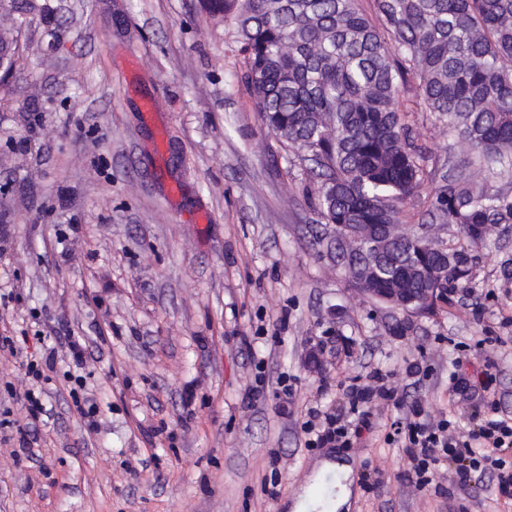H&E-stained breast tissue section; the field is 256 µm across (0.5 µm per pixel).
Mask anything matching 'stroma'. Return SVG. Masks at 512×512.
Wrapping results in <instances>:
<instances>
[{
    "instance_id": "35a3bbf8",
    "label": "stroma",
    "mask_w": 512,
    "mask_h": 512,
    "mask_svg": "<svg viewBox=\"0 0 512 512\" xmlns=\"http://www.w3.org/2000/svg\"><path fill=\"white\" fill-rule=\"evenodd\" d=\"M51 3L0 102V336L18 339L0 349V512H292L324 459L352 466L345 512H512L488 472L411 485L381 399L354 447L305 448L302 429L376 369L435 420L466 429L492 401L512 414V224L491 225L427 313L372 301L313 249L318 185L264 129L230 25L202 0ZM398 101L425 158L404 228L452 244L434 193L472 155L416 77ZM69 336L93 430L64 378ZM487 336L503 342L477 349ZM52 345L51 413L34 423L25 364ZM486 371L491 390L449 394L452 373Z\"/></svg>"
}]
</instances>
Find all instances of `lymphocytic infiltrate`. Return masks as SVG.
I'll use <instances>...</instances> for the list:
<instances>
[{
    "label": "lymphocytic infiltrate",
    "instance_id": "obj_1",
    "mask_svg": "<svg viewBox=\"0 0 512 512\" xmlns=\"http://www.w3.org/2000/svg\"><path fill=\"white\" fill-rule=\"evenodd\" d=\"M344 396L345 404L339 410L311 411L303 424L309 435L306 447H352L354 438L371 426L366 404L376 398L390 405L397 402L394 388L386 386L377 370L364 381L351 378ZM393 427L389 440L405 448L416 487H426L440 465L451 461L457 465L452 480L458 486H467L472 472L489 470L496 473L502 491L512 490V470L501 456L502 451L512 449V415L495 414L465 431L447 419L428 421L423 406L416 403L403 411Z\"/></svg>",
    "mask_w": 512,
    "mask_h": 512
}]
</instances>
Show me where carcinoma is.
Returning <instances> with one entry per match:
<instances>
[{"mask_svg":"<svg viewBox=\"0 0 512 512\" xmlns=\"http://www.w3.org/2000/svg\"><path fill=\"white\" fill-rule=\"evenodd\" d=\"M224 15L244 54V79L267 132L311 164L316 209L326 224H363L370 237L402 223L401 205L422 185L423 169L400 123L399 81L419 77L426 109L438 113L479 166L512 176V0H376L383 30L357 0H207ZM11 28L0 59L16 67L20 36L37 0H0ZM438 216L459 225L464 243L446 248L455 265L440 285L467 279L473 230L511 224L512 199L476 187L462 172L436 193ZM369 288L426 287L420 270L439 260L408 237L383 249Z\"/></svg>","mask_w":512,"mask_h":512,"instance_id":"carcinoma-1","label":"carcinoma"}]
</instances>
